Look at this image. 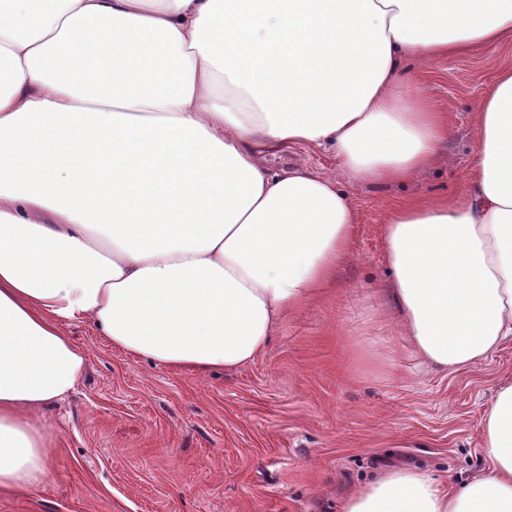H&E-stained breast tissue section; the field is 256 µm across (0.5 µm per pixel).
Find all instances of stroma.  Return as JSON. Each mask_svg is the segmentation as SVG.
Instances as JSON below:
<instances>
[{
    "label": "stroma",
    "instance_id": "1",
    "mask_svg": "<svg viewBox=\"0 0 512 512\" xmlns=\"http://www.w3.org/2000/svg\"><path fill=\"white\" fill-rule=\"evenodd\" d=\"M512 44L431 62L399 76L448 117L439 161L410 180L355 183L329 149L269 156L336 178L358 212L355 243L332 286L286 315L267 348L232 372H174L112 348L87 323L70 336L84 376L43 408L55 478L0 491V512H342L385 467L431 470L457 485L479 475V421L512 380V339L481 365H420L382 326L389 282L381 226L391 203L462 194L478 148L476 112Z\"/></svg>",
    "mask_w": 512,
    "mask_h": 512
}]
</instances>
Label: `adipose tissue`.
Returning a JSON list of instances; mask_svg holds the SVG:
<instances>
[{"label":"adipose tissue","mask_w":512,"mask_h":512,"mask_svg":"<svg viewBox=\"0 0 512 512\" xmlns=\"http://www.w3.org/2000/svg\"><path fill=\"white\" fill-rule=\"evenodd\" d=\"M512 43V0H0V490L50 481L36 419L81 379L89 322L175 371L253 362L354 245L335 178L267 152L332 147L356 182L438 162L445 113L398 76ZM465 191L395 203L388 335L442 371L512 336V67L476 115ZM484 472H378L343 512H512V381Z\"/></svg>","instance_id":"1"}]
</instances>
